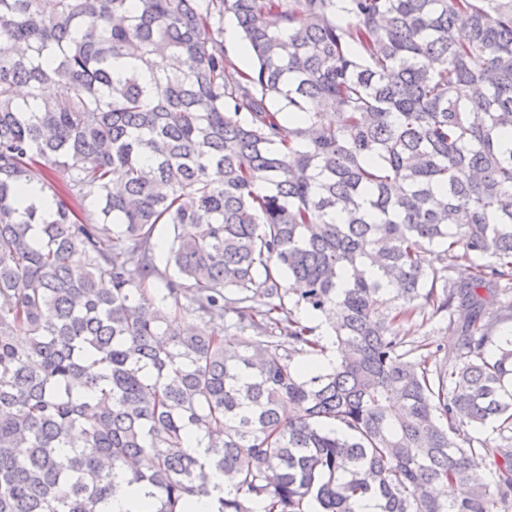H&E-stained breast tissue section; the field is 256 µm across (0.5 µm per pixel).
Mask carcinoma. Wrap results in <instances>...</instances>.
I'll return each mask as SVG.
<instances>
[{
	"label": "carcinoma",
	"instance_id": "cac0c4a2",
	"mask_svg": "<svg viewBox=\"0 0 512 512\" xmlns=\"http://www.w3.org/2000/svg\"><path fill=\"white\" fill-rule=\"evenodd\" d=\"M42 2L0 0V512H187L214 471L211 512H512V0ZM400 335L404 336L409 344H428L431 351L436 347L442 350L437 354V363L440 366L448 367V353L453 352L448 348L451 342H448V320L441 319L440 316L431 320H424L422 317L415 316L404 319L400 328Z\"/></svg>",
	"mask_w": 512,
	"mask_h": 512
}]
</instances>
